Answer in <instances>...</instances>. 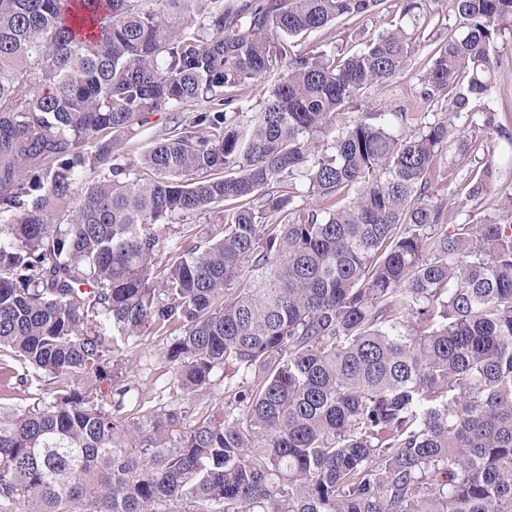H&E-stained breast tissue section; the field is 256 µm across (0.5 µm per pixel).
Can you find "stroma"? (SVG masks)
I'll list each match as a JSON object with an SVG mask.
<instances>
[{
	"instance_id": "stroma-1",
	"label": "stroma",
	"mask_w": 512,
	"mask_h": 512,
	"mask_svg": "<svg viewBox=\"0 0 512 512\" xmlns=\"http://www.w3.org/2000/svg\"><path fill=\"white\" fill-rule=\"evenodd\" d=\"M386 6L387 13L365 18L356 24H338L302 34L292 38L291 43L298 51L318 44H340L352 50L361 49L383 32L387 14L397 10L398 0H387ZM434 48L433 40L420 38L411 60L389 83L364 90L359 102L360 111H419L422 78ZM495 55L499 66L491 91L482 98L471 100L470 107L476 112L495 113L507 128L508 137L487 134L481 127L469 124L466 117L455 116L448 110L442 109L437 113L438 119L447 123L451 138L462 137L470 142L473 152L468 159L469 165L480 167L490 162L496 168L487 192L480 199L471 201L459 187L457 172L461 162L455 150H448L439 158L438 166L444 179L434 190V200L446 208L448 219L453 224L469 222L478 215L493 217L502 224H512V211L505 206L507 197L512 196V41L498 43ZM207 108V103L200 101L148 114L144 124L133 134L122 137L119 147L122 163L134 172H141V158L160 134L184 123L191 113L203 112ZM170 342V337L159 335L149 327L114 351L113 356L119 360L122 369V383L128 388L123 399L124 410H131L138 402L155 407L181 406L187 412L182 426L188 429L205 408L218 410L233 406L229 382L220 368L213 371L209 385L199 392L189 394L180 389L173 369L165 360Z\"/></svg>"
}]
</instances>
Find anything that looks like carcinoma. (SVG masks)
Here are the masks:
<instances>
[{"label": "carcinoma", "mask_w": 512, "mask_h": 512, "mask_svg": "<svg viewBox=\"0 0 512 512\" xmlns=\"http://www.w3.org/2000/svg\"><path fill=\"white\" fill-rule=\"evenodd\" d=\"M0 0V512H512V225L430 201L448 126L489 91L512 0H448L426 112L358 111L417 46L428 0L365 48L288 39L386 0ZM281 67L250 123L236 91ZM203 100L130 176L117 136ZM328 137L312 153L311 138ZM494 170L461 175L480 198ZM204 244L159 226L206 212ZM153 325L193 393L222 366L236 414H112L118 342ZM107 389H102V386Z\"/></svg>", "instance_id": "carcinoma-1"}]
</instances>
